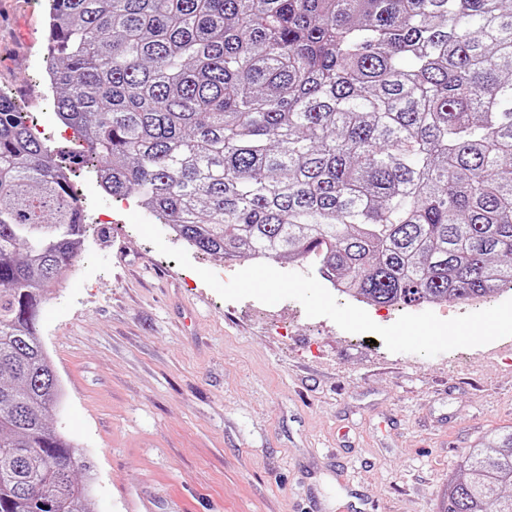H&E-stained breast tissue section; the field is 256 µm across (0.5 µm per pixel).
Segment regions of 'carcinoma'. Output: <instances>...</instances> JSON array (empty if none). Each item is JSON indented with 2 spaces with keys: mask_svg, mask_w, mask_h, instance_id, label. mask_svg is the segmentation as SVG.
<instances>
[{
  "mask_svg": "<svg viewBox=\"0 0 512 512\" xmlns=\"http://www.w3.org/2000/svg\"><path fill=\"white\" fill-rule=\"evenodd\" d=\"M46 50L80 162L193 247L381 304L512 284V0H50ZM70 162L0 93V512H94L39 337ZM459 471L441 512H512V427Z\"/></svg>",
  "mask_w": 512,
  "mask_h": 512,
  "instance_id": "1",
  "label": "carcinoma"
}]
</instances>
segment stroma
<instances>
[{
	"mask_svg": "<svg viewBox=\"0 0 512 512\" xmlns=\"http://www.w3.org/2000/svg\"><path fill=\"white\" fill-rule=\"evenodd\" d=\"M48 0H0V91L66 152L46 72ZM73 164L85 241L76 276L51 286L40 337L62 386L55 426L95 464L96 512H440L486 430L512 425L501 338L427 357L308 317L296 300H223L249 267L186 241L191 268L132 226Z\"/></svg>",
	"mask_w": 512,
	"mask_h": 512,
	"instance_id": "stroma-1",
	"label": "stroma"
}]
</instances>
